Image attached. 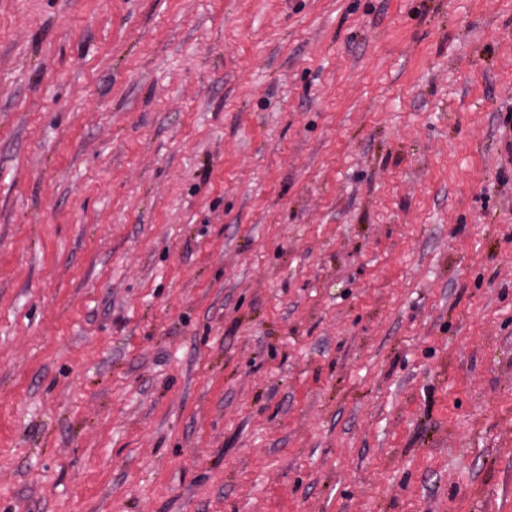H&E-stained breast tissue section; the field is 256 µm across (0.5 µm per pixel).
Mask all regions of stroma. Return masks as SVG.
<instances>
[{
  "label": "stroma",
  "mask_w": 512,
  "mask_h": 512,
  "mask_svg": "<svg viewBox=\"0 0 512 512\" xmlns=\"http://www.w3.org/2000/svg\"><path fill=\"white\" fill-rule=\"evenodd\" d=\"M0 512H512V0H0Z\"/></svg>",
  "instance_id": "35a3bbf8"
}]
</instances>
